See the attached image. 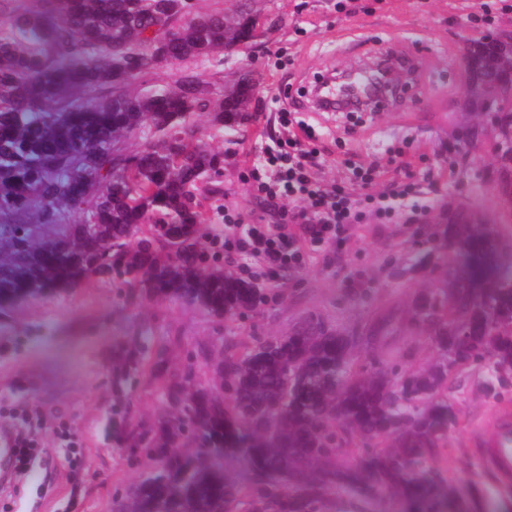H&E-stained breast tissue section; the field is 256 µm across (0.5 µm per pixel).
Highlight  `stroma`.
Listing matches in <instances>:
<instances>
[{
    "label": "stroma",
    "instance_id": "stroma-1",
    "mask_svg": "<svg viewBox=\"0 0 512 512\" xmlns=\"http://www.w3.org/2000/svg\"><path fill=\"white\" fill-rule=\"evenodd\" d=\"M271 24L264 39L224 59V73H249L256 82L252 118L237 144L224 148L222 195L204 203L208 239L224 236V211L247 224H277V209L253 198L244 178L263 147L280 134L278 112L289 95L314 78L364 56L331 53L338 34L367 49L421 53L417 92L400 111L379 110L349 124L340 116L305 112L318 138L314 176L340 182L351 163H387L399 149L430 209L415 224L360 225L344 245L308 253L300 266L256 283L263 301L244 314L220 320L182 301L129 299L115 281L91 280L64 294L16 303L0 314V424L38 440L31 462H48L46 485L13 473L0 482V512H112L114 502L145 473L122 456L132 430H150L166 410L150 364L164 352L169 367L219 353L225 341L239 346L259 336H285L306 317L358 335L379 318L391 333L360 348L357 365L395 363L421 370L436 358L428 336L406 322L415 293L435 281L437 250L448 219L462 210L492 217L501 203L492 131L478 125L466 103V53L493 31H512V0H255ZM490 8V22L479 21ZM476 365L459 368L446 393L457 410L440 458L448 477L466 493L493 504L512 502L479 462L469 431L495 403L512 405V386L494 395ZM77 443L72 456L63 445Z\"/></svg>",
    "mask_w": 512,
    "mask_h": 512
}]
</instances>
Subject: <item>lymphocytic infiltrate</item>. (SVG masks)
Returning <instances> with one entry per match:
<instances>
[{"label": "lymphocytic infiltrate", "mask_w": 512, "mask_h": 512, "mask_svg": "<svg viewBox=\"0 0 512 512\" xmlns=\"http://www.w3.org/2000/svg\"><path fill=\"white\" fill-rule=\"evenodd\" d=\"M279 118L284 136L263 148L245 181L256 199L292 203L287 223L241 224L232 212L224 214L222 246L253 258V266L246 271L251 280L300 263L306 247L346 240L365 215L393 224L399 208L417 205L414 184L398 179L391 181L386 192L370 193L378 172L374 164L354 167L352 185L340 182L322 187L310 175L318 158L312 146L315 128L285 109Z\"/></svg>", "instance_id": "lymphocytic-infiltrate-1"}]
</instances>
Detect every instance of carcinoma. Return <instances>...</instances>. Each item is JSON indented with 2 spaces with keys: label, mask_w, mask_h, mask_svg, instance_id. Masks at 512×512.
I'll return each mask as SVG.
<instances>
[{
  "label": "carcinoma",
  "mask_w": 512,
  "mask_h": 512,
  "mask_svg": "<svg viewBox=\"0 0 512 512\" xmlns=\"http://www.w3.org/2000/svg\"><path fill=\"white\" fill-rule=\"evenodd\" d=\"M18 2L0 0V306L115 273L140 297L187 300L216 318L254 309L259 289L207 264L198 211L224 170L210 139L236 140L256 90L248 74L217 87L203 72L223 73L221 52L252 26L251 0L206 14L191 0ZM511 57L507 35L469 46V111L507 100ZM173 60L190 62L173 84H137ZM500 163L499 223L454 216L451 253L484 258L512 236V155ZM178 221L194 231L171 242L163 228ZM409 322L438 353L409 374L353 370L359 337L314 317L286 336L202 353L212 387L157 357L150 372L167 413L131 447L168 461L114 512H340L341 490L361 505L484 512L439 465L457 418L443 390L463 364H484L493 387L512 380V271L471 278L445 257ZM353 437L359 462L343 464ZM227 457L244 464L247 485L226 474Z\"/></svg>",
  "instance_id": "obj_1"
}]
</instances>
